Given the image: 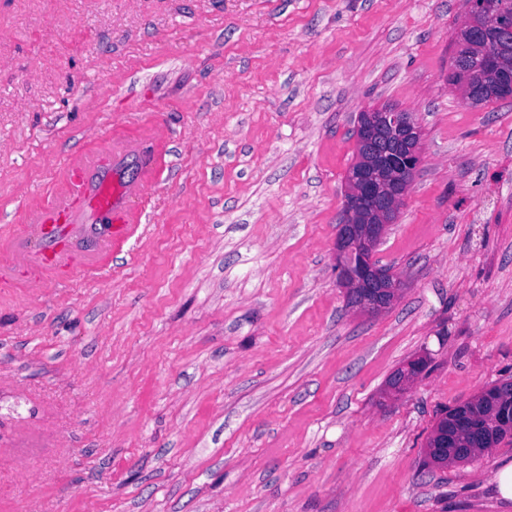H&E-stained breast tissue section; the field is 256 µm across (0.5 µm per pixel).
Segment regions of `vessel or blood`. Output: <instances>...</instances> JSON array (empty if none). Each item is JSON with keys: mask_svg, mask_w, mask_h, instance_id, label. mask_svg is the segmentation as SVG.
<instances>
[{"mask_svg": "<svg viewBox=\"0 0 512 512\" xmlns=\"http://www.w3.org/2000/svg\"><path fill=\"white\" fill-rule=\"evenodd\" d=\"M161 183L148 140L131 149L107 142L91 158L69 162L64 190L19 226L29 248L0 270V285L26 280L35 288L92 268V254L70 247V240L124 244Z\"/></svg>", "mask_w": 512, "mask_h": 512, "instance_id": "vessel-or-blood-1", "label": "vessel or blood"}]
</instances>
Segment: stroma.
Instances as JSON below:
<instances>
[{"label":"stroma","instance_id":"obj_1","mask_svg":"<svg viewBox=\"0 0 512 512\" xmlns=\"http://www.w3.org/2000/svg\"><path fill=\"white\" fill-rule=\"evenodd\" d=\"M463 0H0V262L102 140L154 138L131 237L0 288V512H512V439L428 464L448 409L512 380V98L448 83ZM422 125L347 302L336 226L363 109ZM426 362L400 394L397 369ZM492 482L498 497L512 504V459L499 466L492 477Z\"/></svg>","mask_w":512,"mask_h":512}]
</instances>
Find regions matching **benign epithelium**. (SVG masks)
Segmentation results:
<instances>
[{
  "mask_svg": "<svg viewBox=\"0 0 512 512\" xmlns=\"http://www.w3.org/2000/svg\"><path fill=\"white\" fill-rule=\"evenodd\" d=\"M465 36L471 48L482 52L488 76L496 81L512 80V72L489 52L485 28L470 20ZM354 134L367 159L349 177L344 221L336 232L337 270L348 302L378 314L397 299L402 283L375 263L373 253L388 226L387 217L402 205L420 163L421 127L414 117L397 109H367L358 113ZM465 436L475 439L478 434L469 421L460 418L453 431H434L430 451L455 457L462 453L458 443Z\"/></svg>",
  "mask_w": 512,
  "mask_h": 512,
  "instance_id": "benign-epithelium-1",
  "label": "benign epithelium"
}]
</instances>
